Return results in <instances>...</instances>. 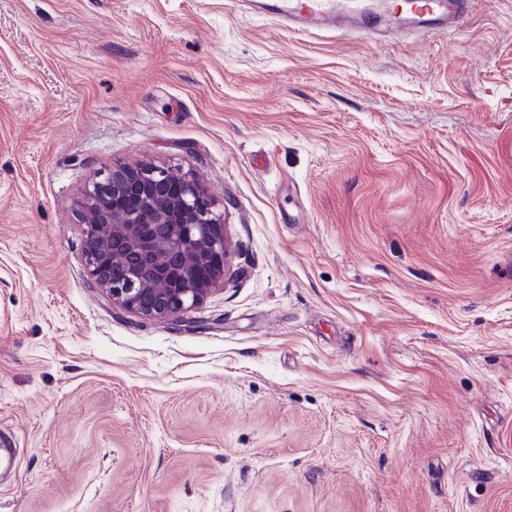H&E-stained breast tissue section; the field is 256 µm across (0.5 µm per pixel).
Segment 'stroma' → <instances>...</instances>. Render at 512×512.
<instances>
[{
    "instance_id": "1",
    "label": "stroma",
    "mask_w": 512,
    "mask_h": 512,
    "mask_svg": "<svg viewBox=\"0 0 512 512\" xmlns=\"http://www.w3.org/2000/svg\"><path fill=\"white\" fill-rule=\"evenodd\" d=\"M196 171L224 282L113 305L74 205ZM0 512H512V0L300 36L234 0H0ZM18 446L15 435L0 430V484L17 472L20 453Z\"/></svg>"
}]
</instances>
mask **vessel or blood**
<instances>
[{
  "label": "vessel or blood",
  "instance_id": "1",
  "mask_svg": "<svg viewBox=\"0 0 512 512\" xmlns=\"http://www.w3.org/2000/svg\"><path fill=\"white\" fill-rule=\"evenodd\" d=\"M262 13L277 17L288 29L304 35L325 31L343 36L374 38L408 30L452 34L467 19L471 0H409L394 16L392 0H249ZM19 442L0 431V481L16 473Z\"/></svg>",
  "mask_w": 512,
  "mask_h": 512
}]
</instances>
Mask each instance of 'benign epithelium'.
I'll return each mask as SVG.
<instances>
[{
    "label": "benign epithelium",
    "instance_id": "7a95c632",
    "mask_svg": "<svg viewBox=\"0 0 512 512\" xmlns=\"http://www.w3.org/2000/svg\"><path fill=\"white\" fill-rule=\"evenodd\" d=\"M92 283L129 312L175 320L223 283L224 206L190 170L114 164L90 181L76 214Z\"/></svg>",
    "mask_w": 512,
    "mask_h": 512
}]
</instances>
